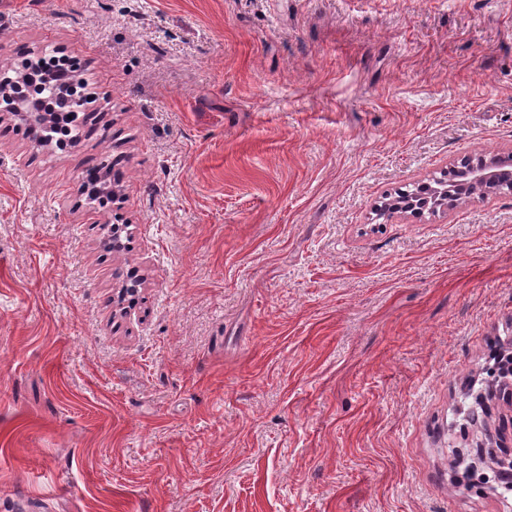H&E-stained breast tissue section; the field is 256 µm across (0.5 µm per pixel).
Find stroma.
<instances>
[{"instance_id":"35a3bbf8","label":"stroma","mask_w":512,"mask_h":512,"mask_svg":"<svg viewBox=\"0 0 512 512\" xmlns=\"http://www.w3.org/2000/svg\"><path fill=\"white\" fill-rule=\"evenodd\" d=\"M41 49L96 101L66 152L0 122V512H503L448 437L512 193L375 205L512 149V0H0V64Z\"/></svg>"}]
</instances>
